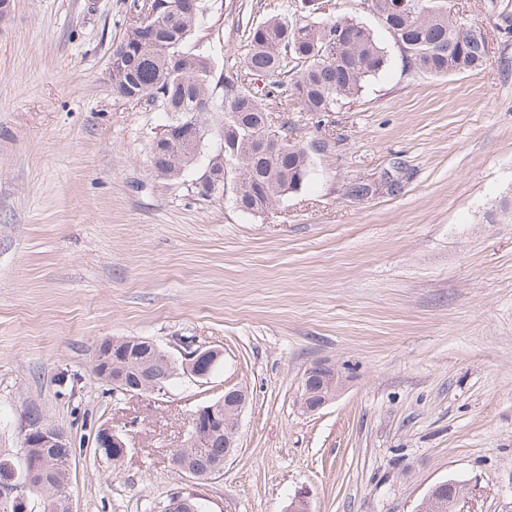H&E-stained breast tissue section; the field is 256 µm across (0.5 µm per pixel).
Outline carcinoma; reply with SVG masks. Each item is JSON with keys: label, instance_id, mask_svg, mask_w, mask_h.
Masks as SVG:
<instances>
[{"label": "carcinoma", "instance_id": "1", "mask_svg": "<svg viewBox=\"0 0 512 512\" xmlns=\"http://www.w3.org/2000/svg\"><path fill=\"white\" fill-rule=\"evenodd\" d=\"M421 2L418 8L396 12L393 0H367V8L390 35H398L413 69L450 75L482 68L481 25L473 24L475 35L462 38L466 21L448 11V0ZM203 19V0H159L158 16L127 28L113 49V91L129 101L144 99L168 116L162 125L167 137L158 141L160 151L151 154L156 177L180 180L210 165L225 167L239 181L234 204L258 214L299 191L309 176L312 153L324 148V143H306L284 128L279 134L288 139L286 149L259 153L270 122L267 99L285 88L299 111L324 118L359 95L364 83L387 65V54L373 32L353 17L314 21L305 14L290 21L273 16L245 27L241 76L224 72L212 50L186 48ZM254 80L263 87L252 86ZM115 344L130 354L121 368L135 374L144 355L136 338ZM146 360L165 387L178 379L182 365L153 353ZM222 442L220 436L199 447L185 439L181 452L197 468L198 480L223 475L224 470L211 468L224 454ZM28 454L39 463L30 491L41 494L42 512H69L72 449L31 448Z\"/></svg>", "mask_w": 512, "mask_h": 512}]
</instances>
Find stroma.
I'll return each instance as SVG.
<instances>
[{"label": "stroma", "mask_w": 512, "mask_h": 512, "mask_svg": "<svg viewBox=\"0 0 512 512\" xmlns=\"http://www.w3.org/2000/svg\"><path fill=\"white\" fill-rule=\"evenodd\" d=\"M131 0H14L0 21V448L37 418L71 437L72 512H415L462 482V512H512V46L487 0H461L491 52L482 69H411L364 0L326 11L373 29L389 63L325 124L285 96L275 125L313 153L302 188L267 212L157 178L164 117L117 97L112 45ZM300 0H206L194 39L238 59L245 23ZM357 183L368 195H352ZM173 355L222 350L210 380L126 396L97 379L105 339ZM346 390L298 405L314 363ZM249 399L223 476L172 469L191 413ZM125 426L120 468L89 440ZM457 486L458 483L454 480H446L435 484L428 490L415 512H429V510L433 512H454V502L448 500L444 510L442 505L448 499V496L451 497V500L455 498L456 504L459 502L460 495L457 492Z\"/></svg>", "instance_id": "obj_1"}]
</instances>
